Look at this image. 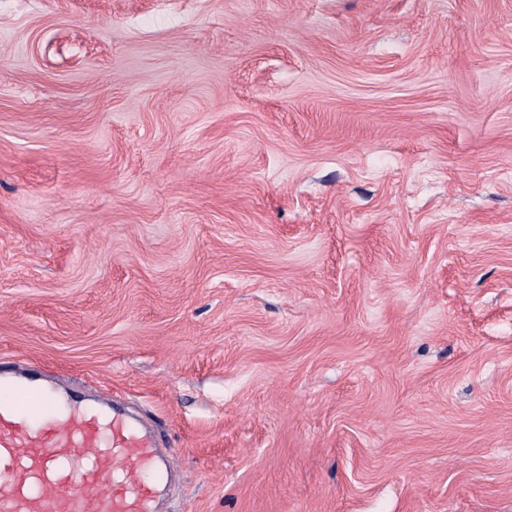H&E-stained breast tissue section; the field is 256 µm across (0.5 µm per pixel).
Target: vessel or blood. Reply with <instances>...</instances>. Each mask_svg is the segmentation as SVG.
<instances>
[{
    "label": "vessel or blood",
    "instance_id": "vessel-or-blood-1",
    "mask_svg": "<svg viewBox=\"0 0 512 512\" xmlns=\"http://www.w3.org/2000/svg\"><path fill=\"white\" fill-rule=\"evenodd\" d=\"M153 438L120 411L0 381V512H155Z\"/></svg>",
    "mask_w": 512,
    "mask_h": 512
}]
</instances>
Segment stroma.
<instances>
[{"mask_svg":"<svg viewBox=\"0 0 512 512\" xmlns=\"http://www.w3.org/2000/svg\"><path fill=\"white\" fill-rule=\"evenodd\" d=\"M25 368L172 512H512V0H0Z\"/></svg>","mask_w":512,"mask_h":512,"instance_id":"obj_1","label":"stroma"}]
</instances>
